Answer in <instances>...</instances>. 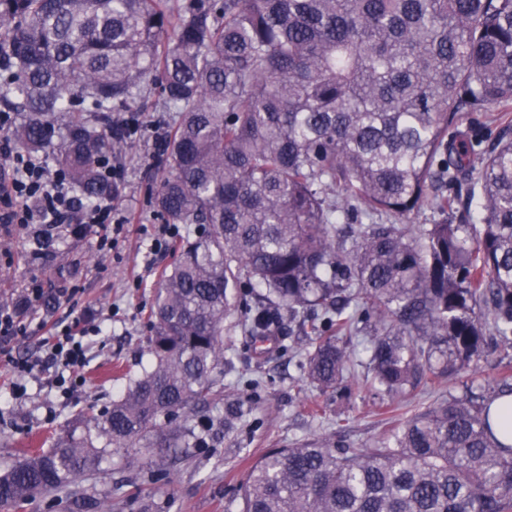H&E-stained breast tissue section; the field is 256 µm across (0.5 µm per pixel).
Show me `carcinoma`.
Masks as SVG:
<instances>
[{
  "label": "carcinoma",
  "mask_w": 512,
  "mask_h": 512,
  "mask_svg": "<svg viewBox=\"0 0 512 512\" xmlns=\"http://www.w3.org/2000/svg\"><path fill=\"white\" fill-rule=\"evenodd\" d=\"M0 102L18 143L51 149L88 203L120 193L97 163L112 113L156 81L178 113L152 203L185 227L162 270L149 366L95 432L56 435L0 472V509L72 493L103 456L178 441L221 385L224 321L264 342L307 329L302 366L352 394L343 337L370 331L361 387L395 413L512 349V135L448 138L461 112H512V0H0ZM464 176L466 216L442 187ZM443 216L417 238L404 220ZM368 220L347 237L336 224ZM512 367L489 397L441 396L370 447L272 448L239 512H512Z\"/></svg>",
  "instance_id": "obj_1"
}]
</instances>
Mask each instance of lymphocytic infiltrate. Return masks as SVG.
<instances>
[{
  "label": "lymphocytic infiltrate",
  "mask_w": 512,
  "mask_h": 512,
  "mask_svg": "<svg viewBox=\"0 0 512 512\" xmlns=\"http://www.w3.org/2000/svg\"><path fill=\"white\" fill-rule=\"evenodd\" d=\"M0 160L7 175L0 181V222L5 224H78L84 231L98 232L99 249L109 250L124 230L111 200L86 205L79 202L65 174L50 168L38 156L12 149L8 139L0 140ZM40 300L39 292L12 306L0 305V360L5 361L16 381L9 393L20 399L26 392L25 377L36 370H54V384L69 392L85 382L82 374L88 359V344L98 336L99 327L82 318L48 325L37 356L21 358L14 344L27 334L28 313Z\"/></svg>",
  "instance_id": "f902f5d3"
}]
</instances>
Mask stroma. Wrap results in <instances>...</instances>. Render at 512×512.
<instances>
[{"label":"stroma","instance_id":"35a3bbf8","mask_svg":"<svg viewBox=\"0 0 512 512\" xmlns=\"http://www.w3.org/2000/svg\"><path fill=\"white\" fill-rule=\"evenodd\" d=\"M140 103L141 130L120 153L124 177L113 203L127 226L116 250L100 251L94 235L61 226L0 224V304L42 289L35 316L53 322L67 311L53 289L76 288L79 311L103 330L91 346L86 381L72 394L61 395L43 373L29 379L25 400L0 399V469L23 457L25 449L48 447L52 437L73 427L79 410L109 406L127 375L148 363L150 308L159 275L173 258L171 252L150 250L162 222L150 195L161 176L158 130L175 115L163 111L154 85L142 87ZM303 339L302 330L293 328L259 355L232 322H225L231 363L224 368V391L197 408L188 447L144 448L136 462L122 453L108 455L100 474L83 482L76 497H43L21 512H238L241 480L267 450L295 448L329 434L357 446L377 441L384 426L376 400L362 393L334 402L306 385L296 353ZM252 378L259 379L258 387L249 386ZM250 394L258 398L256 410L244 426L225 433V406ZM317 404L326 416H311L309 409Z\"/></svg>","mask_w":512,"mask_h":512}]
</instances>
